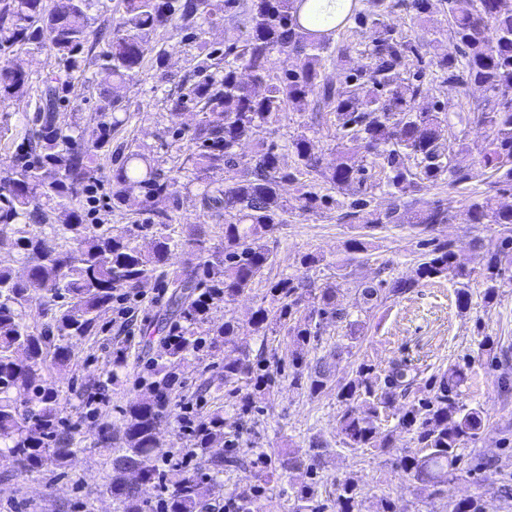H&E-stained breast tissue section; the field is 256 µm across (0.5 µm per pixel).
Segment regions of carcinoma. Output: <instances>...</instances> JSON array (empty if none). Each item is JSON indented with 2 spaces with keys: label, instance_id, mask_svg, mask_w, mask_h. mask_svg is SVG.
I'll return each mask as SVG.
<instances>
[{
  "label": "carcinoma",
  "instance_id": "obj_1",
  "mask_svg": "<svg viewBox=\"0 0 512 512\" xmlns=\"http://www.w3.org/2000/svg\"><path fill=\"white\" fill-rule=\"evenodd\" d=\"M448 16V49L433 61L435 79L458 87L478 86L482 102L464 117L466 125L482 130L483 141L472 165L491 172L493 187L512 188V0H442ZM320 21L321 29L305 26L302 8ZM104 0H0V104L20 102L28 84L27 73L14 63L29 47L49 48L56 67L41 79L31 125L24 132L11 164L0 169V454H8L24 475L63 467L83 450L79 424L60 417L58 394L45 386L47 355L54 364L70 360L68 341L95 335L100 318L116 296L151 280L167 276L173 252L192 258L182 274L170 281L169 330L171 341L153 361L145 392L123 410L124 432L116 439L101 430L97 445L113 455L116 475L109 491L117 512H147L142 487L158 484L166 489L162 512H209L214 484L250 463V482L224 505L227 512H263L262 498L274 477L292 470L314 472L319 455L303 459L292 452L241 448L224 428L239 431V419L251 413L281 383L285 367L291 384L318 392L327 378L324 359L308 366L309 345L318 339L324 322H346L350 313L337 301L341 282L348 281L349 264L336 265L338 282L314 288L293 275H285L269 288L270 304L253 311L248 331L266 337L292 319L293 348L284 356L248 354L230 358L225 347L240 335L233 320L217 325L212 309L217 302L234 303L252 290L264 270L274 262L266 244L285 223L288 201L280 188L295 187L300 208L322 210L337 203L334 194L351 197L346 217L365 228L398 221V208L412 207L411 224L428 233L449 221L448 210L423 198V191L449 175L456 183L472 178L471 168L458 163L469 153L466 135L443 133L448 118L434 107H420L424 69L410 72L419 58L412 41L386 22L392 0H365L355 8L345 0L332 9L318 0H122V11L108 29L95 26ZM243 16L245 32L232 38L224 53L210 49L206 25L226 14ZM354 22L370 34L365 62L348 71L343 84L321 79L336 32ZM177 22L186 41L196 50L195 71L201 77L187 95L167 94L171 120L197 108L203 114L181 145L182 162L165 174L156 167L153 151L143 142L124 147L112 168V209L133 211L142 223L114 229L87 224L84 201L89 186L98 181L96 159L112 153V132L132 118L123 104L124 91L136 81L144 64L154 68L156 88L175 82L166 52L152 44V35ZM107 45L98 57L111 82L97 87L98 131L87 136L78 112H59L61 93L71 79L90 80L89 52ZM296 57V64L273 74L279 53ZM317 95L323 108L335 116L339 147L329 161L313 152L304 130L288 139L295 165L281 164L279 153L267 144L264 131L282 112L302 111ZM251 145L247 155L239 153ZM364 153L382 160L388 169L386 186L393 198L386 211L370 208L367 169L352 162ZM327 179L334 193H324L308 176ZM195 192L201 207L224 216V259L210 263L201 239L202 229L176 239L167 233L175 222L173 210L183 192ZM467 224H497L498 243L486 253L482 268L484 298L493 302L498 285L512 269V205L499 204L486 194L464 211ZM32 224H46L55 245L31 235ZM155 229L151 247L142 250L139 233ZM423 253L414 278L383 279L360 289L366 303L400 297L425 279L445 278L457 285L458 306L470 297L468 272L456 260L449 243ZM21 264L19 275L13 264ZM41 294V316L46 330L35 332L26 322V308ZM204 351L222 357V386L227 396L237 394L243 381L250 392L234 403L238 419L230 422L216 409L194 423L188 433L189 455H167L166 467L157 464V430L173 416L171 395L176 370ZM413 381L410 369L398 365L384 376L376 367L361 363L355 377L338 384L337 396L345 404L340 432L352 448L377 447L374 420L391 406L392 391ZM464 381L454 370L441 376L435 393L400 418L414 433L425 454L403 457L401 467L430 496H448L456 477L459 450L475 439L480 412L457 401ZM288 495L289 512H359L356 483L336 484L333 505L319 499L316 482L297 488L281 487ZM448 512H485L479 499L448 501Z\"/></svg>",
  "mask_w": 512,
  "mask_h": 512
}]
</instances>
